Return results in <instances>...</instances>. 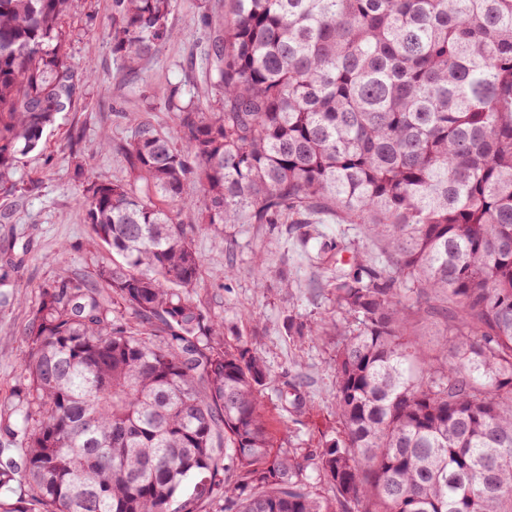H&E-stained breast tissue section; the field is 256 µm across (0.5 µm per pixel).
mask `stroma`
<instances>
[{
    "instance_id": "stroma-1",
    "label": "stroma",
    "mask_w": 512,
    "mask_h": 512,
    "mask_svg": "<svg viewBox=\"0 0 512 512\" xmlns=\"http://www.w3.org/2000/svg\"><path fill=\"white\" fill-rule=\"evenodd\" d=\"M227 17L224 0H174V37L127 69L112 49V0H72L62 21L65 52L85 76L71 109L57 116L38 147L20 157L11 185H0V416L28 394L21 373L30 312L62 274L96 280L112 254L94 247L81 200L94 182H129L123 144L136 123L176 134L174 103L217 104L208 80L207 44ZM338 243L339 264H317L320 244ZM200 256L193 299L224 324L227 345L247 346L266 364L263 411L281 448H319L336 430L341 315L331 283L354 254L381 257L382 239L358 224L322 216L309 238L286 224H229L195 235ZM314 320L316 336L296 324Z\"/></svg>"
}]
</instances>
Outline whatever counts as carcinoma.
Here are the masks:
<instances>
[{"label":"carcinoma","mask_w":512,"mask_h":512,"mask_svg":"<svg viewBox=\"0 0 512 512\" xmlns=\"http://www.w3.org/2000/svg\"><path fill=\"white\" fill-rule=\"evenodd\" d=\"M71 0H0V182L67 112ZM217 111L138 123L136 179L82 207L112 251L65 276L26 333L20 463L0 512H512V0H225ZM129 69L174 36L172 0H113ZM202 197V224L179 211ZM332 214L382 237L336 278L339 435L274 450L263 360L193 301L200 226ZM120 304L135 322L111 318ZM453 329L430 356L411 327Z\"/></svg>","instance_id":"carcinoma-1"}]
</instances>
